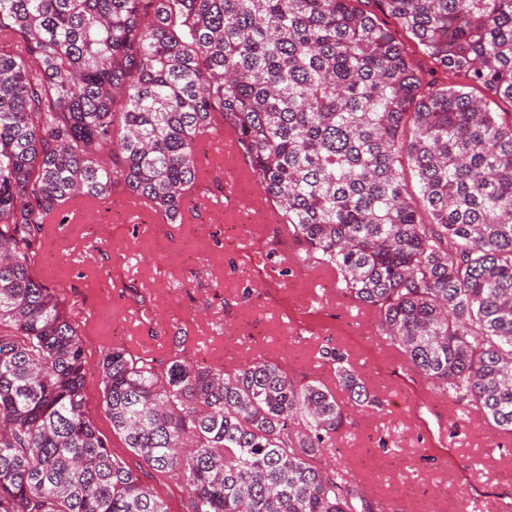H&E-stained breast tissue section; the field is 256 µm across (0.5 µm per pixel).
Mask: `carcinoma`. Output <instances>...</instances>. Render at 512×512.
<instances>
[{"mask_svg":"<svg viewBox=\"0 0 512 512\" xmlns=\"http://www.w3.org/2000/svg\"><path fill=\"white\" fill-rule=\"evenodd\" d=\"M377 2L463 81H424L355 0H0V512H169L88 414L83 341L33 268L46 218L81 198L182 223L197 142L224 128L410 368L512 436V119L487 100L512 103V0ZM182 347L161 373L124 346L99 370L112 431L188 512H375L326 462L347 418L328 386Z\"/></svg>","mask_w":512,"mask_h":512,"instance_id":"carcinoma-1","label":"carcinoma"}]
</instances>
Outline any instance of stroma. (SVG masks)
Instances as JSON below:
<instances>
[{
	"mask_svg": "<svg viewBox=\"0 0 512 512\" xmlns=\"http://www.w3.org/2000/svg\"><path fill=\"white\" fill-rule=\"evenodd\" d=\"M206 188L215 202L193 221L154 222L116 193L107 208L50 224L34 274L65 300L84 341L86 408L112 453L136 469L169 512H187L175 480L139 467L114 434L102 404L103 352L138 339L164 369L175 337L194 362L233 370L263 357L294 377L335 385L326 347L344 350L380 412L351 411L335 441L337 465L352 471L387 512H512V438L482 413L431 391L380 335L376 320L324 276L304 245L254 204L261 190L234 150L203 140ZM387 448H379V440Z\"/></svg>",
	"mask_w": 512,
	"mask_h": 512,
	"instance_id": "stroma-1",
	"label": "stroma"
}]
</instances>
